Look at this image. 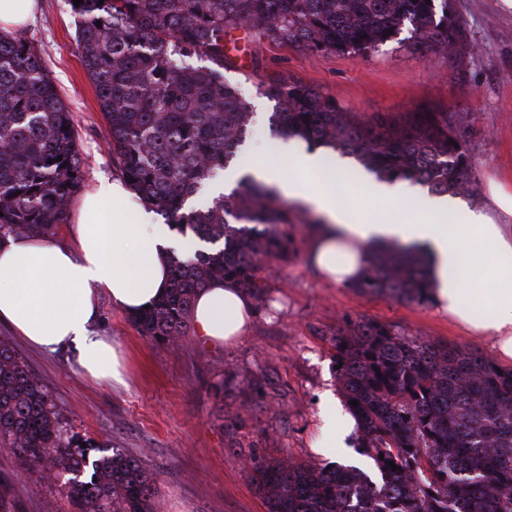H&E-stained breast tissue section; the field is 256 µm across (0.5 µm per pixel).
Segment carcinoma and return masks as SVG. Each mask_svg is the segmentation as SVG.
Segmentation results:
<instances>
[{"instance_id": "1", "label": "carcinoma", "mask_w": 512, "mask_h": 512, "mask_svg": "<svg viewBox=\"0 0 512 512\" xmlns=\"http://www.w3.org/2000/svg\"><path fill=\"white\" fill-rule=\"evenodd\" d=\"M75 41L110 132L112 166L178 233L202 247L169 257V288L129 317L161 343L188 335L196 293L230 281L267 297L264 265L295 250L291 207L242 178L240 188L190 206L238 160L250 112L224 79L227 30L248 26L280 43L364 52L403 27L416 50L453 44L448 0H68ZM101 26H96V22ZM274 136L299 138L358 161L381 180L431 195L479 197L446 112L364 123L309 87L272 79ZM62 160H57V157ZM82 180L75 126L41 57L0 35V240L51 235ZM362 295L430 301L417 250L370 252L351 285ZM337 381L358 422L352 464L251 458L250 482L266 512H512V369L476 349L417 342L379 322H353L334 342ZM0 447L31 470L50 467L71 512H161L157 475L118 448L70 433L11 344L0 339ZM395 463L394 470L389 463Z\"/></svg>"}]
</instances>
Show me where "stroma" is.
<instances>
[{"label":"stroma","mask_w":512,"mask_h":512,"mask_svg":"<svg viewBox=\"0 0 512 512\" xmlns=\"http://www.w3.org/2000/svg\"><path fill=\"white\" fill-rule=\"evenodd\" d=\"M448 8L458 38L445 51L417 52L395 41L365 53L313 51L247 27L228 31L232 62L224 77L239 86L261 130L239 148L244 170L283 161L278 139L267 131L275 106L261 93L279 76L332 98L363 122L399 112L452 114L480 196L461 199L450 221L466 223L471 211L499 217L491 182L512 193V7L503 0H448ZM21 35L37 49L71 112L82 154L81 190L98 178H116L108 125L78 55L67 0H37ZM316 215L313 207L296 205L295 252L287 262L270 263L269 301L256 306L248 334L233 345L210 346L194 334L153 343L106 297L98 303L95 331L119 350L122 382L85 375L73 347L37 351L1 324L0 339L10 340L48 391L66 428L156 470L163 512H266L247 475L249 457L284 453L321 463L315 447L324 437L325 394L339 390L333 343L345 320L381 322L412 339L491 351L433 304L364 296L322 281L303 228ZM218 385L224 388L219 397ZM0 478L7 479L17 512H69L59 486L4 451Z\"/></svg>","instance_id":"1"}]
</instances>
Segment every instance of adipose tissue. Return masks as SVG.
<instances>
[{"mask_svg": "<svg viewBox=\"0 0 512 512\" xmlns=\"http://www.w3.org/2000/svg\"><path fill=\"white\" fill-rule=\"evenodd\" d=\"M282 150L314 172L315 180L274 165L259 177L326 216L310 249L325 280H358L367 247L388 241L423 245L436 308L512 361V226L493 223L480 212L470 213L464 229L444 224L450 208L445 197L431 199L409 224L366 222L336 203V189L324 177L335 169V159L305 151L292 140L284 141ZM70 233L68 245L39 235L0 240V323L42 352L75 346L82 370L118 382L119 355L94 331L99 295L126 314L144 310L167 288L169 250L192 251L196 240L175 238L152 209L135 202L126 183L107 178L83 196ZM253 315L250 297L227 282H213L195 297L194 327L211 345L245 336Z\"/></svg>", "mask_w": 512, "mask_h": 512, "instance_id": "ef3b65f1", "label": "adipose tissue"}]
</instances>
